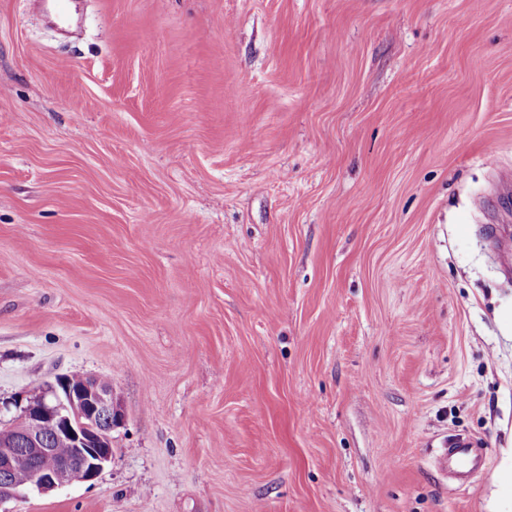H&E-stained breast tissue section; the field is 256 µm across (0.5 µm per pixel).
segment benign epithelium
Here are the masks:
<instances>
[{
	"label": "benign epithelium",
	"instance_id": "1",
	"mask_svg": "<svg viewBox=\"0 0 512 512\" xmlns=\"http://www.w3.org/2000/svg\"><path fill=\"white\" fill-rule=\"evenodd\" d=\"M56 425L71 441L72 457L52 468L40 459L49 456L45 426ZM124 423V415L112 397V386L94 376L77 385L60 377L56 385L30 399L12 421L0 428V507L17 499L27 489L49 493L76 483L96 480L112 462V431ZM25 426L24 437L14 436ZM32 463L29 478L18 483L11 478L19 455Z\"/></svg>",
	"mask_w": 512,
	"mask_h": 512
}]
</instances>
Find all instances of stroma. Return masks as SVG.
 <instances>
[{
  "mask_svg": "<svg viewBox=\"0 0 512 512\" xmlns=\"http://www.w3.org/2000/svg\"><path fill=\"white\" fill-rule=\"evenodd\" d=\"M73 6L0 0V420L80 372L125 424L11 512H491L512 0ZM479 447V443L470 438L450 439L448 444H445V448L440 449L437 457L438 465L448 473L454 484L463 485L480 465L483 451Z\"/></svg>",
  "mask_w": 512,
  "mask_h": 512,
  "instance_id": "35a3bbf8",
  "label": "stroma"
}]
</instances>
